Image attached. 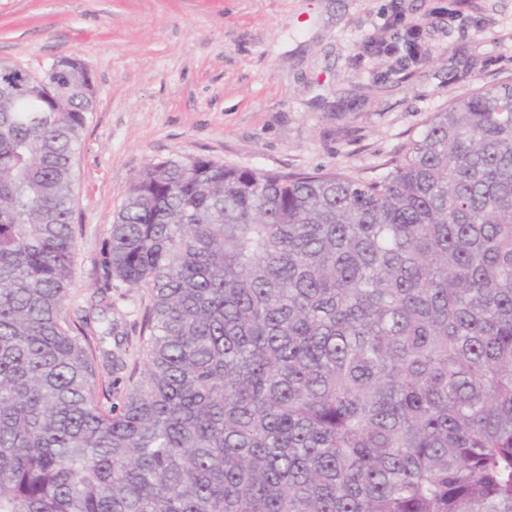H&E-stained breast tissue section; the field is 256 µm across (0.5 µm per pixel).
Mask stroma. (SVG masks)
Masks as SVG:
<instances>
[{"label": "stroma", "mask_w": 512, "mask_h": 512, "mask_svg": "<svg viewBox=\"0 0 512 512\" xmlns=\"http://www.w3.org/2000/svg\"><path fill=\"white\" fill-rule=\"evenodd\" d=\"M396 11L422 20L423 61L365 53ZM65 57L96 88L74 159L68 311L111 301L104 347L127 367L99 374L121 393L144 361L146 292L106 279L102 260L134 178L186 156L377 177L450 100L512 81V0H0V63L39 78Z\"/></svg>", "instance_id": "stroma-1"}]
</instances>
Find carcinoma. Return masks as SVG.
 <instances>
[{
    "label": "carcinoma",
    "mask_w": 512,
    "mask_h": 512,
    "mask_svg": "<svg viewBox=\"0 0 512 512\" xmlns=\"http://www.w3.org/2000/svg\"><path fill=\"white\" fill-rule=\"evenodd\" d=\"M88 66L0 64V512H512V81L379 179L153 162L106 277L119 403L67 312Z\"/></svg>",
    "instance_id": "obj_1"
}]
</instances>
